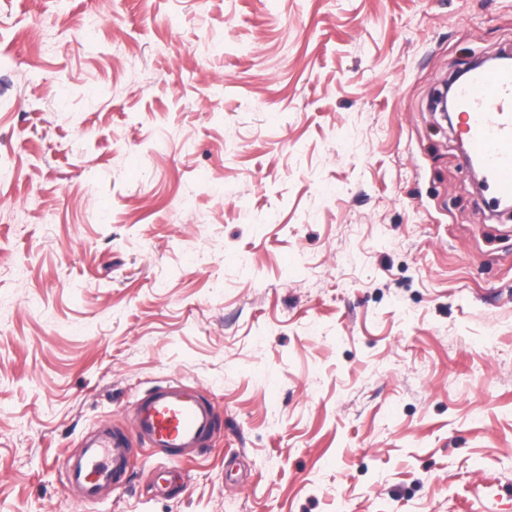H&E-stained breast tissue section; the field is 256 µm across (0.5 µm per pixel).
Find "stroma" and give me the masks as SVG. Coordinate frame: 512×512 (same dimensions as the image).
<instances>
[{
	"instance_id": "stroma-1",
	"label": "stroma",
	"mask_w": 512,
	"mask_h": 512,
	"mask_svg": "<svg viewBox=\"0 0 512 512\" xmlns=\"http://www.w3.org/2000/svg\"><path fill=\"white\" fill-rule=\"evenodd\" d=\"M512 0H0V512H512V213L433 94ZM222 427L81 502L136 398ZM80 448V452L65 457L64 471L68 486L86 502L110 493L136 459L129 434L111 422L100 423Z\"/></svg>"
}]
</instances>
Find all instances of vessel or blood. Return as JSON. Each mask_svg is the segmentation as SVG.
Returning a JSON list of instances; mask_svg holds the SVG:
<instances>
[{"mask_svg": "<svg viewBox=\"0 0 512 512\" xmlns=\"http://www.w3.org/2000/svg\"><path fill=\"white\" fill-rule=\"evenodd\" d=\"M469 157L481 162L494 195L512 199V69L484 67L457 86ZM131 430L100 423L64 459L66 481L81 498L94 502L111 492L132 468L136 447L163 449L167 463L155 483L168 488L179 473L171 460L206 447L219 428L215 406L198 388L174 380L147 391L134 404Z\"/></svg>", "mask_w": 512, "mask_h": 512, "instance_id": "vessel-or-blood-1", "label": "vessel or blood"}]
</instances>
